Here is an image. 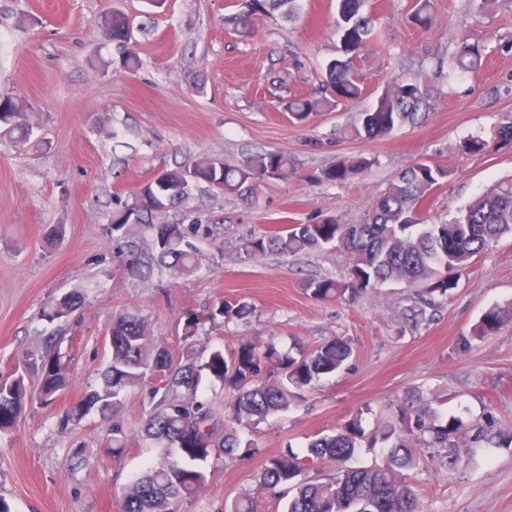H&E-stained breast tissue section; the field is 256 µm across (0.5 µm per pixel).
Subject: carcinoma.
I'll return each mask as SVG.
<instances>
[{
  "label": "carcinoma",
  "instance_id": "1",
  "mask_svg": "<svg viewBox=\"0 0 512 512\" xmlns=\"http://www.w3.org/2000/svg\"><path fill=\"white\" fill-rule=\"evenodd\" d=\"M242 14L224 19L242 26L240 36L248 35L246 21L272 10L285 9L296 17L297 0H241ZM366 0H336V24L341 32V55L328 61L321 95L316 98L286 96L281 108L294 124L304 125L325 110L358 101L364 94L356 68L357 58L370 41L373 19L365 15ZM414 24L426 28L432 21L431 0H418L411 16ZM103 37L112 44L118 62L126 71L136 72L141 59L134 50V28L123 14L110 15ZM486 46L462 41L448 66L465 76L482 69ZM433 93L428 81L394 80L387 84L376 102L360 114L358 125L349 135L376 139L417 119L430 105ZM24 105L0 95V137L15 143L30 139L32 127L23 119ZM512 145V116L496 125L491 135L472 136L460 142L466 155H484ZM362 155L340 160L323 169L318 179L343 183L369 168ZM294 160L284 151L256 153L236 166L210 157H200L186 166L164 168L159 177L142 185L133 205L112 211L111 224L119 230L131 221L155 231V261L174 276L190 275L200 268L199 252L191 238L196 229L183 224H156L153 216L187 198L200 188L222 195H250L272 180H286L294 173ZM452 175V170L428 160H418L397 175L379 196L364 224H342L333 216L309 224H292L273 234L250 236L240 244L239 254L250 260L267 252L282 255L340 245L353 255L348 273L341 279L322 277L307 282V294L320 302L353 298L385 282H397L414 291L413 319L424 318L430 297L448 296L457 287L462 273L494 243L512 235V177L484 189L460 209L454 220L444 224L427 223L425 208L433 192ZM68 302L51 300L44 318L53 323L70 318L81 297L70 293ZM251 314L245 303L218 302L208 312L186 314L179 324L182 356L174 358L170 349L147 330L144 318L125 313L112 322L109 336L110 360L99 387L61 417L64 426H78L95 410L105 416L116 412L129 389L154 381L151 408L139 428L143 439L166 448H176L181 459L149 466L123 492L122 512H177L182 500L194 499L207 484L204 464L259 452L244 439L243 430L253 429L268 416L288 410L303 391L321 378L335 374L353 356L350 342L330 338L314 347L293 346L287 350L272 341L242 342L225 351L224 347L198 348L206 334V323L246 319ZM512 326V304L494 305L483 311L464 345L481 340ZM63 338L50 335L45 340L48 353H29L24 371L0 387V433L13 429L26 403L38 399L48 404L70 383V355L63 352ZM37 378L36 393L29 390L26 375ZM223 385L229 397L225 405L198 397L203 378ZM128 432L120 423L112 426L107 438L112 453L126 451ZM512 443V430L504 428L491 414L468 421L459 416L442 417L430 405L412 410L399 409L397 415L379 422L368 433L362 419L355 416L327 433H320L305 448L287 447L267 460L255 474V491L224 500L222 512H259V495L272 494L286 499V512H423L409 471L419 461L417 448L437 449L434 459L454 470L469 449L479 445ZM381 445L382 459L368 466H354L352 460L361 445ZM336 467V476L314 480L308 473L321 464Z\"/></svg>",
  "mask_w": 512,
  "mask_h": 512
}]
</instances>
